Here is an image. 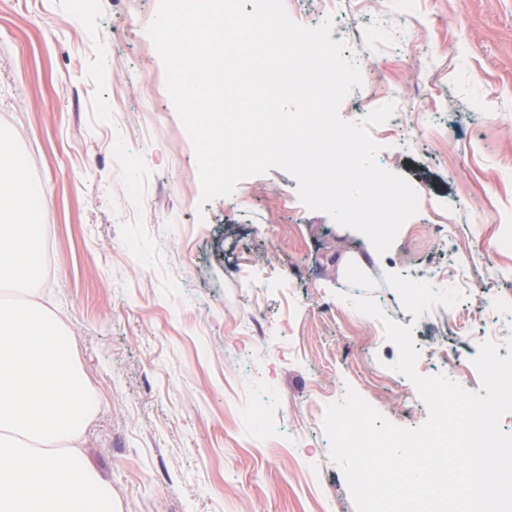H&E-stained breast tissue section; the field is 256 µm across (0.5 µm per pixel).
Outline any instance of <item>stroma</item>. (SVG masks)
Listing matches in <instances>:
<instances>
[{"instance_id":"1","label":"stroma","mask_w":512,"mask_h":512,"mask_svg":"<svg viewBox=\"0 0 512 512\" xmlns=\"http://www.w3.org/2000/svg\"><path fill=\"white\" fill-rule=\"evenodd\" d=\"M159 0H0V129L42 202L35 300L62 320L93 400L85 453L115 512H357L323 431L353 390L389 423L429 417L355 310L366 260L423 376L482 389L512 338V0H284L368 77L339 108L374 126L416 215L378 254L273 168L202 203L189 136L145 29ZM348 299H341V292Z\"/></svg>"}]
</instances>
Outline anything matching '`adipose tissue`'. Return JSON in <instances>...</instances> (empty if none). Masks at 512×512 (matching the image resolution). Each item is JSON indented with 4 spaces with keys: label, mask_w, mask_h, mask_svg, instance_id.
Instances as JSON below:
<instances>
[{
    "label": "adipose tissue",
    "mask_w": 512,
    "mask_h": 512,
    "mask_svg": "<svg viewBox=\"0 0 512 512\" xmlns=\"http://www.w3.org/2000/svg\"><path fill=\"white\" fill-rule=\"evenodd\" d=\"M25 155L12 153L0 162V285L34 287L42 269V204L29 189Z\"/></svg>",
    "instance_id": "1"
}]
</instances>
